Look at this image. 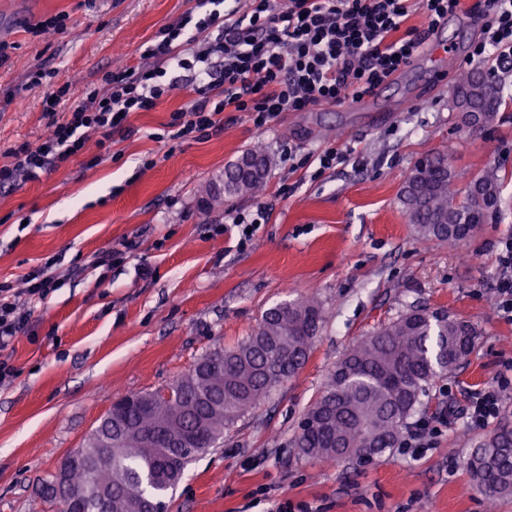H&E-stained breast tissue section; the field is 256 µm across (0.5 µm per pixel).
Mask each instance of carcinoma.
<instances>
[{
    "label": "carcinoma",
    "mask_w": 512,
    "mask_h": 512,
    "mask_svg": "<svg viewBox=\"0 0 512 512\" xmlns=\"http://www.w3.org/2000/svg\"><path fill=\"white\" fill-rule=\"evenodd\" d=\"M501 105L493 71L473 69L456 79L452 108L463 117L477 113L489 127ZM246 157L260 169L244 177L237 165L226 168L227 198L251 196L265 184L268 155L253 149ZM455 181L445 152L417 162L405 179L399 198L420 240H461L496 207L497 168L478 173L463 194ZM321 320V303L313 297L281 301L237 346L202 355L168 385L170 397L155 390L122 397L85 445L41 479L40 499L52 512H164L163 497L186 466L223 443L227 427L298 374ZM476 336L466 320L411 308L362 338L309 406L294 441L299 454L339 462L392 451L429 387L468 360ZM467 471L489 500L512 495V429L480 440Z\"/></svg>",
    "instance_id": "cac0c4a2"
}]
</instances>
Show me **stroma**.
Instances as JSON below:
<instances>
[{"mask_svg":"<svg viewBox=\"0 0 512 512\" xmlns=\"http://www.w3.org/2000/svg\"><path fill=\"white\" fill-rule=\"evenodd\" d=\"M194 0H0V165L11 147L39 145L48 133L44 98L67 86L56 108L100 87L109 71L143 65L144 43ZM484 0H463L442 29L452 52L415 59L369 96L371 111L314 106L283 113L268 129L244 113H224V130L202 140L163 141L173 112L188 108L179 88L128 123L96 165L87 152L0 190V283L22 287L31 268L52 256L64 265L138 237L128 262L105 281L64 280L35 310L34 336L14 343L15 377L0 386V512H41L38 481L82 446L118 399L171 384L203 354L244 340L264 310L316 295L323 320L305 365L224 433V445L190 464L167 512H269L273 500L309 512H487L465 463L476 444L512 428V385L489 425H471L472 397L512 374V317L496 304L497 244L512 235V66L497 69L503 104L488 128L464 126L448 105L457 76L470 70ZM67 30L37 31L56 14ZM49 85L26 88L32 72ZM271 164L256 196L202 207L201 191L255 144ZM345 153L323 173L291 169L289 149ZM450 151L460 189L488 166L499 169L497 214L454 244L421 243L399 193L410 169ZM265 218L241 241L233 217ZM446 312L477 330L473 354L440 379L419 414L446 417L426 447L368 462H319L293 441L330 371L360 338L410 308Z\"/></svg>","mask_w":512,"mask_h":512,"instance_id":"35a3bbf8","label":"stroma"}]
</instances>
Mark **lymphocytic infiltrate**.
<instances>
[{"instance_id":"lymphocytic-infiltrate-1","label":"lymphocytic infiltrate","mask_w":512,"mask_h":512,"mask_svg":"<svg viewBox=\"0 0 512 512\" xmlns=\"http://www.w3.org/2000/svg\"><path fill=\"white\" fill-rule=\"evenodd\" d=\"M422 5L423 27L405 29L414 5ZM461 0H195V5L148 40V64L107 73L89 102L71 106L52 121L35 147L11 149L0 166V188L42 174L86 151L87 134L99 133L107 154L112 137L130 134L131 113L152 109L178 85L195 101L173 113L167 137L199 140L220 132L223 112L246 113L263 129L281 113L315 105L336 106L373 93L408 67L421 44L459 10ZM481 39L470 58L512 57V0H486L479 17ZM193 45L184 55L185 45ZM57 258L24 278L22 293L0 284V385L14 370L5 352L27 334L37 304L58 286Z\"/></svg>"}]
</instances>
